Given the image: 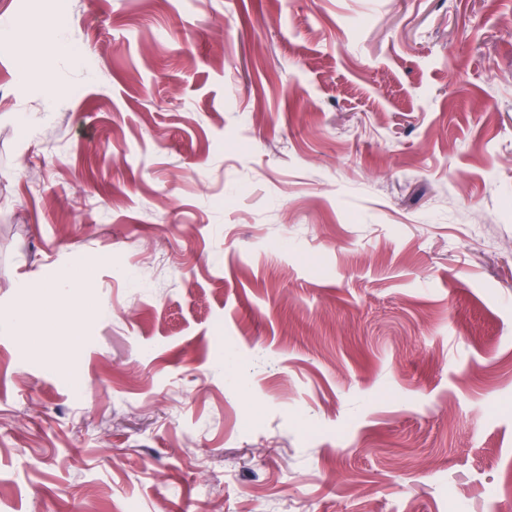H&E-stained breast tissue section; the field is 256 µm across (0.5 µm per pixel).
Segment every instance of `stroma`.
I'll return each mask as SVG.
<instances>
[{"mask_svg": "<svg viewBox=\"0 0 512 512\" xmlns=\"http://www.w3.org/2000/svg\"><path fill=\"white\" fill-rule=\"evenodd\" d=\"M1 19L0 512H512V0Z\"/></svg>", "mask_w": 512, "mask_h": 512, "instance_id": "35a3bbf8", "label": "stroma"}]
</instances>
